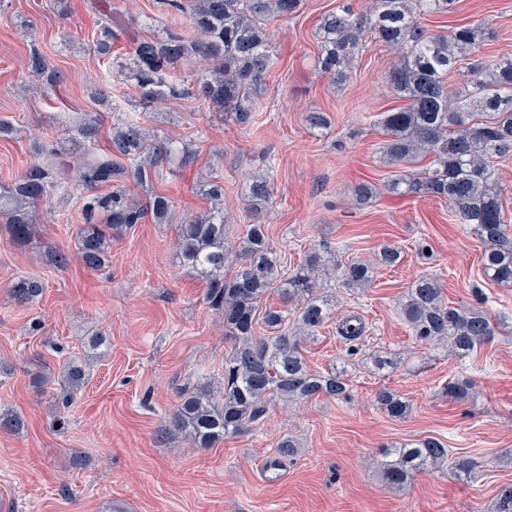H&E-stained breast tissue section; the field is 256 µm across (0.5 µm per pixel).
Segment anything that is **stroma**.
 I'll list each match as a JSON object with an SVG mask.
<instances>
[{"mask_svg":"<svg viewBox=\"0 0 512 512\" xmlns=\"http://www.w3.org/2000/svg\"><path fill=\"white\" fill-rule=\"evenodd\" d=\"M336 5L302 0L293 16L268 22L273 66L253 123L238 125L190 98L148 114L138 107L136 88L118 72L131 39L190 26L157 0H0V120L13 128L0 136V187L36 161L46 135L71 150L76 127L98 114L103 147L113 116L139 119L191 148L189 159L159 164L153 179L176 217L209 209L197 184L219 179L229 235L238 238L252 221L246 186L266 174L272 195L260 219L286 269L324 243L376 271L362 289L324 281L336 311L302 343L313 372L348 369L346 399L277 401L254 428L197 448L180 432L158 431L186 384L220 382L232 342L204 279L179 260L174 225L148 218L113 236L108 263L92 270L78 256L85 195L76 183L32 210L23 242L12 239L11 210L1 204L0 412L19 414L25 427L0 431V512H493L499 487L512 484V327L460 358L418 342L400 311L413 281L429 275L449 305L508 320L512 284L484 276L483 242L445 200L386 190L398 167L384 154L379 119L401 104L386 82L394 55L368 36L348 81L321 74L318 28ZM114 7L118 37L101 56L94 35L101 12ZM426 23L435 32L487 28L482 53L512 57V0H455L450 13ZM34 46L62 83L25 73ZM103 90L110 104L97 102ZM312 112L324 113L329 127H310ZM366 183L376 193L364 203L355 189ZM422 243L427 253H419ZM387 246L400 253L396 266L377 262ZM56 251L68 254L67 266L51 263ZM28 276L41 279L44 292L16 304L11 288ZM350 316L364 326L352 342L339 332ZM381 352L397 354L399 364L377 370L372 358ZM70 357L86 362L89 379L68 393L59 371ZM458 378L473 383L463 399L446 392ZM382 389L409 402L405 418L379 408ZM429 436L473 457L474 474L460 479L442 466L387 484L383 452ZM285 437L296 452L282 459L279 481L265 482L261 465Z\"/></svg>","mask_w":512,"mask_h":512,"instance_id":"stroma-1","label":"stroma"}]
</instances>
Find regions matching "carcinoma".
<instances>
[{"mask_svg": "<svg viewBox=\"0 0 512 512\" xmlns=\"http://www.w3.org/2000/svg\"><path fill=\"white\" fill-rule=\"evenodd\" d=\"M301 0H162L167 9L190 16L194 35L172 29L159 40H131L130 80L146 112L168 99L188 96L224 112L239 124H247L256 111L266 77L272 66L264 32L267 17L288 18ZM454 0H373L369 14L357 16L348 4L337 6L322 20L319 29L318 66L334 83L350 78L351 64L366 34L392 48L396 60L387 74L390 89L406 106L384 113L380 124L388 140L384 152L399 165L432 158V167L419 173L406 171L387 181L388 191L413 196H433L448 201L460 224H470L486 249L482 256L485 276L499 284L512 283V229L504 219L502 194L506 190L496 160L512 157V58L493 60L479 54L486 32L479 27L459 26L448 33H433L423 14L448 12ZM112 15L100 21L95 47L108 53L112 39ZM206 60L211 70L190 80L176 77L182 64L193 58ZM466 65L468 80L455 94L448 93V74ZM29 73L48 75L59 83L60 72H48L43 54L32 48ZM77 137L97 141L98 117L88 118ZM189 158L188 149L170 138L151 135L136 120L112 124L108 148L87 149L68 163L49 138L39 148V160L30 165L0 193L12 205V234H30L26 208L70 182L76 169L86 190L84 226L78 233L82 263L90 269L105 266L112 233H121L152 217L158 224L172 221L169 197L152 189L157 165L177 152ZM144 191L138 202L129 194V182ZM108 187L107 192L97 189ZM202 196L212 201L209 210L180 221L176 246L182 265L194 269L207 283V300L224 316V336L233 341L224 357L222 398H214L209 384L196 382L181 392V400L169 418L172 428L198 448H211L260 423L269 406L279 401L308 400L320 396L348 397L346 371L314 373L302 353V334L321 328L332 316V304L319 293L321 281L336 278L345 288H364L373 268L362 262L334 265L310 256L293 272L284 271L271 249L267 227L259 222L245 226L238 249L230 251L224 208V185L217 181L199 185ZM270 182L254 176L245 191L247 209L256 215L269 202ZM238 268L224 273L230 256ZM44 283L23 278L13 285L20 303L35 301ZM297 302L293 318L288 310L269 307L258 316L259 305L273 293ZM402 314L415 338L425 344H446L455 355L466 358L487 343L496 322L486 313L447 304L443 288L429 276L417 278L408 289ZM263 323L268 335H256ZM87 371L75 360L65 363L61 382L69 390L86 382ZM380 408L392 419H402L409 403L391 391L377 395ZM449 463L456 476L472 474L476 463L469 456H452L442 441L426 437L395 446L385 453L381 468L385 480L405 484L414 475Z\"/></svg>", "mask_w": 512, "mask_h": 512, "instance_id": "1", "label": "carcinoma"}]
</instances>
